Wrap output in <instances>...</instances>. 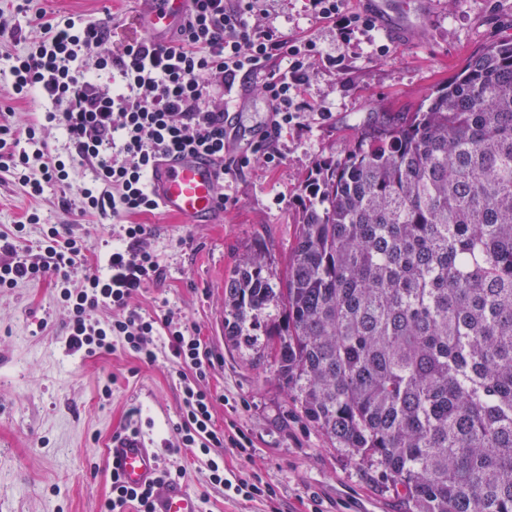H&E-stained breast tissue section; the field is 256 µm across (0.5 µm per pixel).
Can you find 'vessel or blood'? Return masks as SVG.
Masks as SVG:
<instances>
[{
  "instance_id": "obj_1",
  "label": "vessel or blood",
  "mask_w": 512,
  "mask_h": 512,
  "mask_svg": "<svg viewBox=\"0 0 512 512\" xmlns=\"http://www.w3.org/2000/svg\"><path fill=\"white\" fill-rule=\"evenodd\" d=\"M372 15L385 32L396 36L417 30L422 12L417 0H371ZM190 0H146L136 17V28L156 45L168 43L170 36L187 21ZM249 103V88L239 85L224 114V143L233 145L243 131L261 136L260 126H245L243 112ZM222 168L213 158L201 153H178L161 159L150 176V189L164 212L186 217L193 224H215L222 220L220 202ZM155 416L113 433L108 458L123 484L140 488L156 483L154 512H200L198 498L183 483H157L162 456L155 436Z\"/></svg>"
}]
</instances>
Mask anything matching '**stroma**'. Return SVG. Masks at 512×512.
<instances>
[{
	"label": "stroma",
	"instance_id": "35a3bbf8",
	"mask_svg": "<svg viewBox=\"0 0 512 512\" xmlns=\"http://www.w3.org/2000/svg\"><path fill=\"white\" fill-rule=\"evenodd\" d=\"M430 37L416 33L338 44L314 18L308 0H271V15L286 34L315 39L323 53L344 56L347 69L316 67L306 98L318 106L304 129L289 128L277 147L279 166L252 164L232 179L220 224H191L162 212L135 216L157 254L163 280L134 297L143 315L173 310L195 326L214 354L208 386L217 428L235 423L250 439L252 458L226 453L244 476L259 474L276 486L281 512H404L378 469L359 463L328 440L296 408L271 370L249 351L224 341V279L257 244L268 248L273 269L284 270L302 219L305 186L317 166L342 157L367 108H415L432 87L451 79L467 60L512 36V0H437ZM16 17L27 37L38 33L35 8L108 23L112 51L138 40L133 29L140 0H33ZM387 44L388 54L377 51ZM81 182L64 195L77 198ZM58 190L32 202L23 187L0 174V230H9L31 205L42 221L27 225V246L40 245L48 225L67 224L98 255L122 238L125 226L64 211ZM70 310L48 279L0 289V512H100L111 492L107 445L114 430L153 411L169 468L183 467V482L202 497L201 512H261L260 504L225 500L212 485L205 457L175 452L174 430L184 407L178 367L166 357L147 364L119 347L86 357L65 348ZM111 387L104 396L103 387Z\"/></svg>",
	"mask_w": 512,
	"mask_h": 512
}]
</instances>
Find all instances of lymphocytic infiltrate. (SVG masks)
<instances>
[{
  "instance_id": "obj_1",
  "label": "lymphocytic infiltrate",
  "mask_w": 512,
  "mask_h": 512,
  "mask_svg": "<svg viewBox=\"0 0 512 512\" xmlns=\"http://www.w3.org/2000/svg\"><path fill=\"white\" fill-rule=\"evenodd\" d=\"M309 2L313 16L334 31L340 44L375 28L346 0ZM8 17L0 8V36L17 45L4 55L11 98L18 103L38 98L44 109L21 125L13 122L14 110H7L6 120L0 121V171L38 201L46 189L67 188L80 169H87L90 180L80 198L63 199V209L82 217H109L126 229L124 243L113 247L101 272L88 241L67 226H49L39 254H32L23 231L41 217L31 209L13 234L0 233V289L53 279L71 308L68 350L92 356L121 345L146 363L162 351L185 368L179 448L208 456L210 480L223 486L225 499L271 510L277 497L273 486L257 475L242 477L224 463L227 450L250 455V442L237 427L223 431L214 424V396L206 385L213 365L209 348L174 312L147 317L129 306L164 275L146 243L144 225L131 218L158 208L149 177L159 157L203 153L223 161L231 176L253 161L279 164L282 156L275 144L282 131L301 126L316 109L303 94L315 62L324 61L340 74L346 69L344 57L323 55L316 41L284 34L270 20L268 0H191L189 20L173 46L143 39L117 55L109 47L105 24L41 10L39 34L29 39ZM106 74L112 82L104 86L99 78ZM245 75L270 105L273 119L250 155L229 157L224 153V112L237 79ZM51 128L64 131L71 153L50 149L46 132ZM77 268L84 271V284L74 288L71 273ZM103 304L112 307V319H92ZM111 488L102 512H152V487L129 489L115 476Z\"/></svg>"
}]
</instances>
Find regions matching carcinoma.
<instances>
[{
  "mask_svg": "<svg viewBox=\"0 0 512 512\" xmlns=\"http://www.w3.org/2000/svg\"><path fill=\"white\" fill-rule=\"evenodd\" d=\"M284 274L224 280V340L406 512H512V38L323 169Z\"/></svg>",
  "mask_w": 512,
  "mask_h": 512,
  "instance_id": "cac0c4a2",
  "label": "carcinoma"
}]
</instances>
